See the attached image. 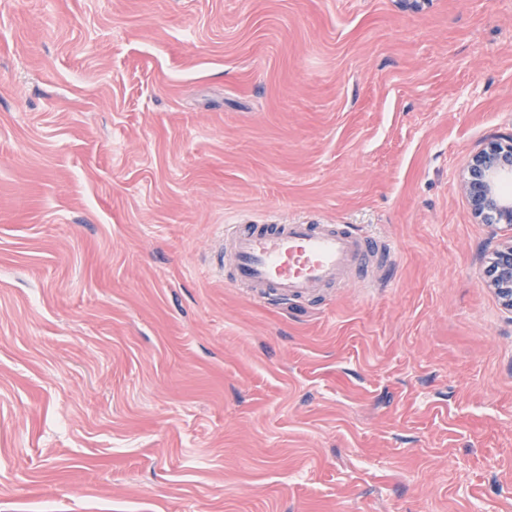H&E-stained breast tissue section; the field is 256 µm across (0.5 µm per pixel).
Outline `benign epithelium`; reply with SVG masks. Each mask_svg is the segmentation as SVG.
Returning a JSON list of instances; mask_svg holds the SVG:
<instances>
[{
    "mask_svg": "<svg viewBox=\"0 0 512 512\" xmlns=\"http://www.w3.org/2000/svg\"><path fill=\"white\" fill-rule=\"evenodd\" d=\"M512 173V137L497 140L467 161L466 194L475 218L512 230V201L497 192L500 179ZM493 287L512 308V242L496 255Z\"/></svg>",
    "mask_w": 512,
    "mask_h": 512,
    "instance_id": "1",
    "label": "benign epithelium"
}]
</instances>
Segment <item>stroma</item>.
Segmentation results:
<instances>
[{"label": "stroma", "mask_w": 512, "mask_h": 512, "mask_svg": "<svg viewBox=\"0 0 512 512\" xmlns=\"http://www.w3.org/2000/svg\"><path fill=\"white\" fill-rule=\"evenodd\" d=\"M508 137L512 0H0V512H512ZM308 219L394 260L211 264ZM512 173V137L490 142L467 161L466 194L476 219L512 230V201L497 192V184ZM218 238L226 243L227 279L233 287L287 304L353 274L369 285L372 258L382 249L387 256L392 252L369 229L353 224H225ZM495 261L496 273L492 285L512 308V238L508 245L498 251Z\"/></svg>", "instance_id": "35a3bbf8"}]
</instances>
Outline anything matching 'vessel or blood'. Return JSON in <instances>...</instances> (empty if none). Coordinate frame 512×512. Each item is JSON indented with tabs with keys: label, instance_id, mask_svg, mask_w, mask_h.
<instances>
[{
	"label": "vessel or blood",
	"instance_id": "1",
	"mask_svg": "<svg viewBox=\"0 0 512 512\" xmlns=\"http://www.w3.org/2000/svg\"><path fill=\"white\" fill-rule=\"evenodd\" d=\"M230 259L227 278L260 300L288 302L335 287L351 275L367 278L380 240L353 224L314 221L228 224L219 234Z\"/></svg>",
	"mask_w": 512,
	"mask_h": 512
}]
</instances>
